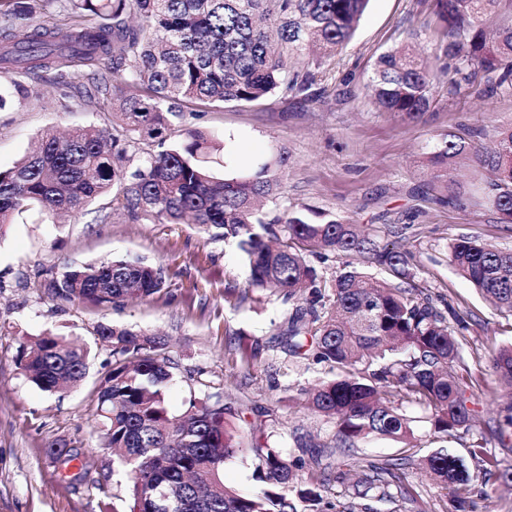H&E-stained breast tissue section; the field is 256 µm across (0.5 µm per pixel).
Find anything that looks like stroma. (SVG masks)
Instances as JSON below:
<instances>
[{"label":"stroma","mask_w":512,"mask_h":512,"mask_svg":"<svg viewBox=\"0 0 512 512\" xmlns=\"http://www.w3.org/2000/svg\"><path fill=\"white\" fill-rule=\"evenodd\" d=\"M432 42L443 37L435 0H370L349 46L333 62L332 79L315 85L314 99L273 95L256 107L210 108L186 116L223 152L213 165L217 178L250 174L257 164L285 155L283 194L269 216L284 208L332 212L363 225L381 245L405 253L414 282L438 310L461 318L466 328L455 373L485 378L475 392L470 433L449 438L448 448L466 455L471 434L503 422L511 397L489 371L491 349L512 339L506 322L456 273L449 242L459 236L512 249V224L496 211L464 199L441 203V189L427 173L426 159L447 134L491 145L489 119H512V95L448 94L437 81L422 121L376 111L364 84L383 51L406 42L411 29ZM25 85L44 92L41 101L15 98L0 111V169L13 166L48 128H108L116 118L109 104L63 110L49 77ZM132 255L160 266L166 285L144 301L98 310L54 301L42 284L64 264ZM235 241L213 238L194 224L132 221L121 214L105 223L85 215L62 223L32 210L0 228V512H101L126 495L124 476L112 469L102 448L92 391L105 374L111 351L93 334L98 322L158 334L174 380L166 395L171 413L216 391L231 412L227 419L245 450L224 464V482L254 492L252 446L271 438L282 451L314 463L311 449L329 450V463L362 477L369 461L395 455L399 444L374 439L334 451L335 427L305 406L300 390L318 369L290 365L283 330L292 312L282 299L249 286ZM51 330L72 335L92 350L83 384L53 396L26 377L17 361L21 343ZM78 449L68 469L46 454L49 443ZM93 468L77 480L85 463ZM415 499L405 512H449L447 490L426 471L412 467Z\"/></svg>","instance_id":"35a3bbf8"}]
</instances>
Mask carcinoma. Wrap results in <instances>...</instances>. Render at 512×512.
<instances>
[{"label":"carcinoma","mask_w":512,"mask_h":512,"mask_svg":"<svg viewBox=\"0 0 512 512\" xmlns=\"http://www.w3.org/2000/svg\"><path fill=\"white\" fill-rule=\"evenodd\" d=\"M369 0H0V69L18 80L0 89V110L11 93L38 101L42 92L19 79L55 71L69 87V64L98 66L88 100H109L120 128H76L60 137L47 129L37 148L0 169V228L37 208L48 217L78 215L112 193L110 211L156 224L186 220L224 239L238 240L249 284L294 305L283 333L290 356L326 371L308 390L312 410L331 420L336 447L388 438L405 445L396 455L368 464L353 484L352 501L326 498L331 482L345 484L341 468L303 473L299 459L272 446L252 447L264 487L244 495L224 484V462L242 449L225 425L220 394L192 400L181 414L169 412L172 379L158 353L161 338L100 322L94 335L112 352L96 390V415L104 448L128 478L125 512H359L368 495L384 504L406 499V470L413 462V430L405 407L430 412L433 435L469 432L475 416L471 390L478 381L448 368L462 344L446 317L405 287L414 274L404 253L381 247L358 225L333 214L285 209L272 220L259 203H277L283 174L265 164L250 176L219 180L209 166L213 141L196 129L171 140L182 104L200 108L260 105L268 96H312L326 80L325 64L352 40ZM51 7L63 22L19 35L15 20ZM445 22L443 40L419 49L420 34L381 53L365 89L382 112L417 121L430 106L439 75L448 94L469 89L480 70L485 92L512 93V0H436ZM496 149L484 151L464 138L441 140L427 159L431 178L449 197L468 194L452 177L456 160L477 173V193L512 223V121L494 127ZM318 248L356 253L383 276L347 266L328 280L308 264ZM456 271L512 320V250L489 248L461 236L448 245ZM162 271L140 258L115 256L100 263L67 264L44 284L51 299L116 307L129 298L160 293ZM87 348L53 332L23 344L18 360L41 391L78 385L88 369ZM492 372L512 384V341L491 357ZM484 434L471 437L468 453L482 477L512 484V471L487 448ZM47 453L62 462L78 455L65 443ZM449 491L452 512H473L471 474L463 458L441 447L420 459Z\"/></svg>","instance_id":"carcinoma-1"}]
</instances>
